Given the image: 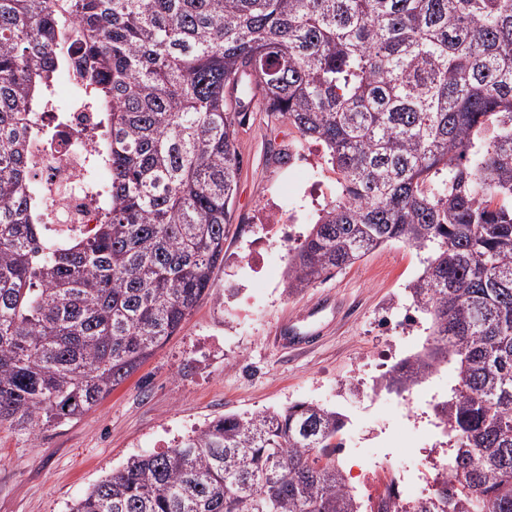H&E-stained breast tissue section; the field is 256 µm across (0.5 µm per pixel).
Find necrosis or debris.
<instances>
[{"label": "necrosis or debris", "instance_id": "obj_1", "mask_svg": "<svg viewBox=\"0 0 512 512\" xmlns=\"http://www.w3.org/2000/svg\"><path fill=\"white\" fill-rule=\"evenodd\" d=\"M57 82L68 89L64 102L68 121L60 131L30 136L29 156L37 177L44 226L53 238L67 240L90 234L100 221L86 180L87 165L100 149L97 126L101 114L85 104L90 91L76 78L74 57L65 58ZM258 222L263 234L241 259L256 273L263 269L270 240L278 237L284 225L280 211L274 207L263 211ZM427 430L435 439L433 448H447L444 423L431 420ZM433 448L421 449L418 458L398 467L385 457L368 461L356 480L347 483L348 489L358 492L362 512H394L396 506L429 496L432 486L428 464Z\"/></svg>", "mask_w": 512, "mask_h": 512}]
</instances>
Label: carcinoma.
<instances>
[{
    "mask_svg": "<svg viewBox=\"0 0 512 512\" xmlns=\"http://www.w3.org/2000/svg\"><path fill=\"white\" fill-rule=\"evenodd\" d=\"M66 48L112 102L88 236L46 235L26 150ZM323 143L336 196L287 252L298 293L392 242L428 250L401 387L454 361L448 476L411 512H512V0H0V429L97 406L224 260L252 101ZM342 412L225 415L129 458L70 512H359Z\"/></svg>",
    "mask_w": 512,
    "mask_h": 512,
    "instance_id": "1",
    "label": "carcinoma"
}]
</instances>
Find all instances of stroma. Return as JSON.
<instances>
[{"label": "stroma", "mask_w": 512, "mask_h": 512, "mask_svg": "<svg viewBox=\"0 0 512 512\" xmlns=\"http://www.w3.org/2000/svg\"><path fill=\"white\" fill-rule=\"evenodd\" d=\"M241 172L224 240V262L175 336L128 380L76 422L28 436L0 430V512H68L97 481L129 457L174 446L214 418L278 410L297 401L333 407L354 420L368 457L404 448L389 436L410 424L395 408L370 411L352 399L350 384L375 372L383 351L422 346L416 334L384 329L382 310L404 298L421 273L424 252L401 243L379 248L352 267L301 293L285 292L286 252L273 244L263 273L240 263L261 236L257 216L275 205L297 213L308 234L318 211L336 193V175L323 146L300 138L277 114L248 113L236 138ZM243 290L225 298L224 286ZM320 329L303 353L269 342L279 323Z\"/></svg>", "instance_id": "35a3bbf8"}]
</instances>
